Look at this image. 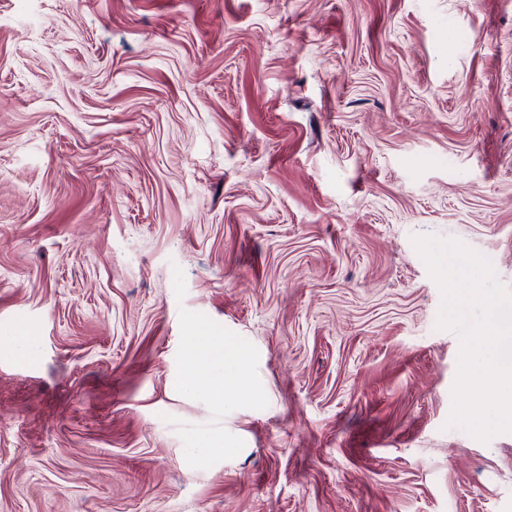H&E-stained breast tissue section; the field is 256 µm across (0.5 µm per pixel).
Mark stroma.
<instances>
[{
	"instance_id": "1",
	"label": "stroma",
	"mask_w": 512,
	"mask_h": 512,
	"mask_svg": "<svg viewBox=\"0 0 512 512\" xmlns=\"http://www.w3.org/2000/svg\"><path fill=\"white\" fill-rule=\"evenodd\" d=\"M420 234L512 289V0H0V512H512ZM33 345L29 336H1L0 354L7 356H25ZM197 358L206 359L223 367L222 387H210L207 383H203L194 376L186 377V386L190 389L205 387L209 390L210 395L218 402L224 400V380L238 379L237 375L244 365V359L238 349L231 343H214V342H198L195 343L190 352V360Z\"/></svg>"
}]
</instances>
